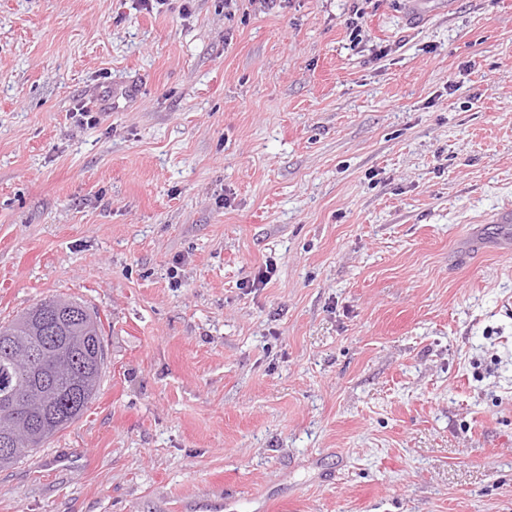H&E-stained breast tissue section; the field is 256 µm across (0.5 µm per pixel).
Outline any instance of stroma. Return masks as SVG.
<instances>
[{
	"label": "stroma",
	"instance_id": "35a3bbf8",
	"mask_svg": "<svg viewBox=\"0 0 512 512\" xmlns=\"http://www.w3.org/2000/svg\"><path fill=\"white\" fill-rule=\"evenodd\" d=\"M426 2L0 0V321L107 357L0 512H512V0Z\"/></svg>",
	"mask_w": 512,
	"mask_h": 512
}]
</instances>
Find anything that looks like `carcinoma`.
Returning a JSON list of instances; mask_svg holds the SVG:
<instances>
[{
    "mask_svg": "<svg viewBox=\"0 0 512 512\" xmlns=\"http://www.w3.org/2000/svg\"><path fill=\"white\" fill-rule=\"evenodd\" d=\"M46 306L58 309L50 317L55 332L70 338L65 349L52 352L47 369L57 364L72 365L79 379L69 393L50 387L38 389L21 363L11 362L0 354V371L8 369L16 385L30 389L14 414H0V433L13 429L29 432L28 442L9 449L6 456L0 455V469L17 464L78 421L96 396L104 373L106 356L99 314L74 299L45 298L18 318L0 322V344H9L12 352L21 354L40 341L39 330L44 325L42 311Z\"/></svg>",
    "mask_w": 512,
    "mask_h": 512,
    "instance_id": "cac0c4a2",
    "label": "carcinoma"
}]
</instances>
